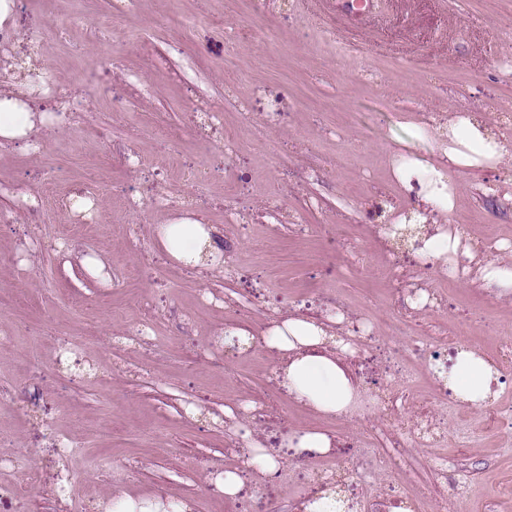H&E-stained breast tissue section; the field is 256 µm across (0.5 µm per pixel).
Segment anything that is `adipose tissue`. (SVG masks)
<instances>
[{
	"label": "adipose tissue",
	"mask_w": 512,
	"mask_h": 512,
	"mask_svg": "<svg viewBox=\"0 0 512 512\" xmlns=\"http://www.w3.org/2000/svg\"><path fill=\"white\" fill-rule=\"evenodd\" d=\"M44 122L43 114L29 110L23 90H0V147L27 138ZM447 127V139L437 140L435 145L436 160L430 167L433 183L423 188L411 223L433 222L431 208L436 204L444 215L453 213L460 186L450 181V173L494 166L512 156V143L500 140L477 116L450 118ZM155 234L158 243L182 264L194 267L222 261L211 228L191 218L156 225ZM463 238L460 225L438 228L423 253L445 263L466 259L486 285L512 286V265L489 260L478 250L463 246ZM263 343L277 351L281 364L276 380L295 401L325 415L349 412L357 395L344 358L350 345L337 338L330 323L300 316L283 318L268 329ZM497 377L490 362L465 349L459 354L451 381L461 401L479 408L493 397Z\"/></svg>",
	"instance_id": "ef3b65f1"
}]
</instances>
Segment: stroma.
Masks as SVG:
<instances>
[{"mask_svg": "<svg viewBox=\"0 0 512 512\" xmlns=\"http://www.w3.org/2000/svg\"><path fill=\"white\" fill-rule=\"evenodd\" d=\"M343 3L18 0L0 87L32 59L52 78L34 111L57 114L62 84L84 106L0 149V188L50 183L71 205L48 223L0 195V512H109L118 491L191 512H299L331 480L348 512L374 498L512 512V364L481 408L438 378L463 348L498 359L512 290L423 270L420 242H393L391 211L417 198L387 163L431 158L409 113L480 112L512 137V0H373L363 18ZM237 28L252 39L232 43ZM184 215L220 230L223 268L181 266L158 245L154 225ZM448 221L512 263V159L467 172ZM332 312L360 391L344 416L289 398L260 343L214 342L228 325L259 336ZM146 320L151 340L134 341ZM423 405L447 441L397 446ZM242 428L278 475L234 449ZM312 429L333 438L328 453L293 446ZM98 454L111 473L88 467ZM26 457L37 485L15 482ZM62 469L70 492L50 497ZM227 470L242 481L231 497ZM447 471L459 490L444 497Z\"/></svg>", "mask_w": 512, "mask_h": 512, "instance_id": "stroma-1", "label": "stroma"}]
</instances>
